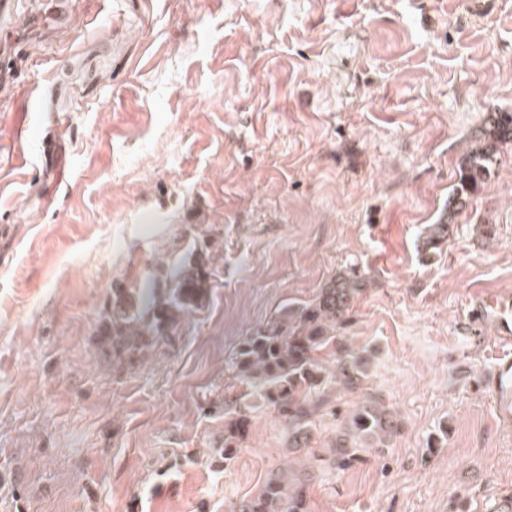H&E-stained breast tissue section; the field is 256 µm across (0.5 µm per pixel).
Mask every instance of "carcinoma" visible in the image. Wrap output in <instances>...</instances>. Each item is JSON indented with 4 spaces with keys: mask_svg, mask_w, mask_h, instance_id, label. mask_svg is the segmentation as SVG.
Returning a JSON list of instances; mask_svg holds the SVG:
<instances>
[{
    "mask_svg": "<svg viewBox=\"0 0 512 512\" xmlns=\"http://www.w3.org/2000/svg\"><path fill=\"white\" fill-rule=\"evenodd\" d=\"M512 143V113L490 112L479 144L459 162L456 182L437 223L423 233L421 251L441 250L456 218L466 212L494 174L500 146ZM362 275L351 268L330 280L316 296L290 303L264 327L245 336L234 362L235 379L249 389V400L224 402V443L217 449L224 462L236 457L250 427L256 405L273 408L285 431L292 460L271 471L258 494L235 503L230 512H309L308 484L333 477L386 445L397 428L396 417L377 396L354 404L343 417L329 448L311 446L317 420L336 409L333 397L362 389L373 351L353 346L340 334L355 300L364 292ZM205 263H187L169 277L155 301L151 317L138 309L135 291L113 289L105 339L114 352L139 351L164 341L184 314L208 297ZM298 461L300 468L293 466Z\"/></svg>",
    "mask_w": 512,
    "mask_h": 512,
    "instance_id": "carcinoma-1",
    "label": "carcinoma"
}]
</instances>
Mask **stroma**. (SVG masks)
<instances>
[{"label":"stroma","mask_w":512,"mask_h":512,"mask_svg":"<svg viewBox=\"0 0 512 512\" xmlns=\"http://www.w3.org/2000/svg\"><path fill=\"white\" fill-rule=\"evenodd\" d=\"M0 99V512H229L285 466L253 410L216 453L240 341L355 267L343 333L373 349L336 395L399 428L309 485L310 512H495L512 494V144L442 250L486 113H512V0H76ZM67 125L53 151L43 130ZM205 260L208 302L161 346L113 354L114 289L151 309ZM440 447H433V440Z\"/></svg>","instance_id":"1"}]
</instances>
